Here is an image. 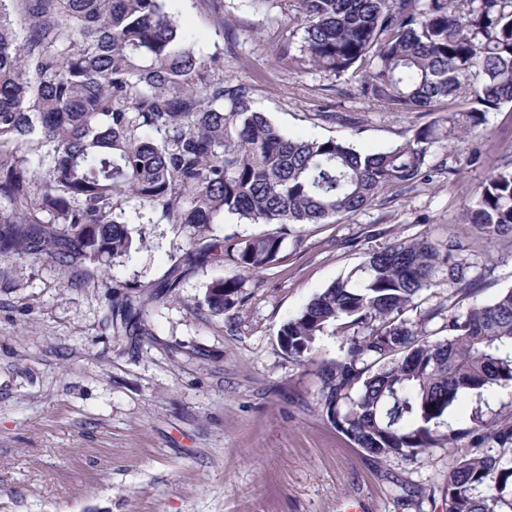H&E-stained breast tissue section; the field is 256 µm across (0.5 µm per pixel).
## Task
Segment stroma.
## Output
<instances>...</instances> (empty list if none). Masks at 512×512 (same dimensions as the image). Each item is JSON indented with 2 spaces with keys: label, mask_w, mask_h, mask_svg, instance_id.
Here are the masks:
<instances>
[{
  "label": "stroma",
  "mask_w": 512,
  "mask_h": 512,
  "mask_svg": "<svg viewBox=\"0 0 512 512\" xmlns=\"http://www.w3.org/2000/svg\"><path fill=\"white\" fill-rule=\"evenodd\" d=\"M291 0L268 12L251 0H168L196 53L224 58L256 110L289 137H336L364 152L399 144L437 120L363 96L355 80L312 70L288 35ZM512 160V108L461 141L436 143L426 182L391 187L332 224H295L280 260L243 278L240 304L210 312L207 285L231 262L201 256L163 289L193 230L142 224L144 246L100 275L46 258L0 256V512H445L451 448L411 460L368 456L322 411L316 372L342 339L321 337L288 358L280 326L315 294L398 239L454 235L495 272L488 301L512 287V242L486 241L461 221L486 177ZM137 304L127 331L113 305ZM512 410V385L449 412Z\"/></svg>",
  "instance_id": "1"
}]
</instances>
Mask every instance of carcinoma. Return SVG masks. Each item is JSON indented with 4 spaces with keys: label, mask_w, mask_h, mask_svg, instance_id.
Wrapping results in <instances>:
<instances>
[{
    "label": "carcinoma",
    "mask_w": 512,
    "mask_h": 512,
    "mask_svg": "<svg viewBox=\"0 0 512 512\" xmlns=\"http://www.w3.org/2000/svg\"><path fill=\"white\" fill-rule=\"evenodd\" d=\"M166 2L0 0L1 256L108 268L143 245L122 220L132 202L150 224L191 227L215 261L230 254L238 274L205 294L222 315L239 303L241 276L278 262L286 239L226 248L210 237L225 216L285 229L353 215L428 176L434 144L512 103V0H294L313 69L358 77L361 93L401 110L446 102L442 120L374 153L285 136L246 86L224 81L223 59L196 54ZM462 218L489 240H512V168L490 174ZM493 274L452 238L400 241L368 252L277 333L299 362L329 328L343 336L318 369L321 406L370 456L467 441L445 475L447 512H512V411L477 408L442 430L463 399L512 383V288L473 300ZM441 275L448 295L420 308ZM137 316L122 303L111 320Z\"/></svg>",
    "instance_id": "obj_1"
}]
</instances>
